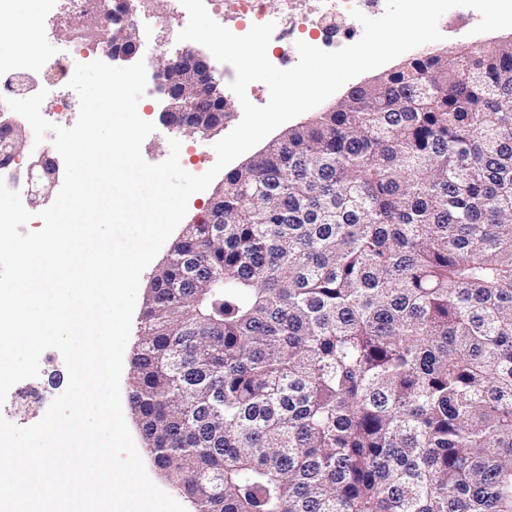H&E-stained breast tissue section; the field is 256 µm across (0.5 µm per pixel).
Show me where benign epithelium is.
Returning <instances> with one entry per match:
<instances>
[{
    "instance_id": "1",
    "label": "benign epithelium",
    "mask_w": 512,
    "mask_h": 512,
    "mask_svg": "<svg viewBox=\"0 0 512 512\" xmlns=\"http://www.w3.org/2000/svg\"><path fill=\"white\" fill-rule=\"evenodd\" d=\"M78 27L98 28L104 32L106 53L113 59L128 60L134 57L140 48L138 31L129 30L125 24L112 22V11L95 8L81 12L78 21L68 25L66 32ZM156 70L162 77L160 89L167 97L164 109L166 125L179 133L198 125L199 129L215 131L224 125V103H215L213 91V69L208 61L190 50L176 55L162 53L158 58ZM179 72L186 81V87L192 97V103L183 104L172 93V72ZM48 159L41 158L29 166V184L34 188V195L44 198L49 196L52 184L42 181V176L32 174L41 169L47 172ZM208 216L210 223H224V188H219L210 202Z\"/></svg>"
}]
</instances>
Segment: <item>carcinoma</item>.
I'll use <instances>...</instances> for the list:
<instances>
[{
  "mask_svg": "<svg viewBox=\"0 0 512 512\" xmlns=\"http://www.w3.org/2000/svg\"><path fill=\"white\" fill-rule=\"evenodd\" d=\"M186 239L129 403L193 512H512V38L353 88Z\"/></svg>",
  "mask_w": 512,
  "mask_h": 512,
  "instance_id": "1",
  "label": "carcinoma"
}]
</instances>
